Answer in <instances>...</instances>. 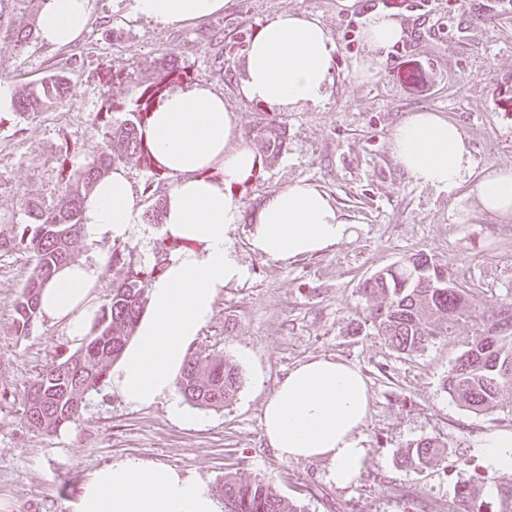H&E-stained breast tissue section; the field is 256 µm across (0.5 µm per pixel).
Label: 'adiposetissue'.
<instances>
[{"label": "adipose tissue", "instance_id": "1", "mask_svg": "<svg viewBox=\"0 0 512 512\" xmlns=\"http://www.w3.org/2000/svg\"><path fill=\"white\" fill-rule=\"evenodd\" d=\"M226 2L126 0V6L133 17L171 26L222 13ZM90 23L91 0H43L37 35L63 48L81 38ZM336 51L317 17L277 15L245 49L239 92L246 100L276 107L319 104ZM143 136L156 163L172 178L159 222L161 235L178 247L151 282L136 333L106 379L107 393L133 409L172 401L189 348L211 319L217 299L227 285L245 277L230 236L241 214L233 188L259 165L256 153L237 139L223 94L204 81L166 91ZM390 149L416 183L450 192L461 187L472 165L460 129L435 112L408 115L395 128ZM214 167L221 178L205 177V170ZM473 192L482 211L512 217V168L489 171ZM139 214V197L125 169L113 167L83 203L84 237L91 244L148 239L138 225ZM254 224L252 250L275 260L318 253L351 235L350 222L329 196L304 178L267 198ZM99 274L94 262H72L55 273L40 295L41 317L63 324L77 346L98 313L93 288ZM370 408L360 369L319 357L291 369L278 384L264 405L261 427L281 460L326 461L328 480L346 487L364 465L361 431ZM170 412L182 424L193 422L173 401ZM77 512H222V505L199 476L128 457L100 467L83 482Z\"/></svg>", "mask_w": 512, "mask_h": 512}]
</instances>
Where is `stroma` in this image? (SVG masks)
Listing matches in <instances>:
<instances>
[{"instance_id": "35a3bbf8", "label": "stroma", "mask_w": 512, "mask_h": 512, "mask_svg": "<svg viewBox=\"0 0 512 512\" xmlns=\"http://www.w3.org/2000/svg\"><path fill=\"white\" fill-rule=\"evenodd\" d=\"M91 2L90 29L69 47L51 49L36 40L21 53L0 34V80L18 89L63 62L75 88L24 118L10 108L0 111V232L26 223V200L54 205L62 199L61 169H82L103 140L97 114L105 100L118 105L120 120L133 106L137 82L106 86L99 70H138L157 55L185 64L197 80L223 92L237 135L260 156L252 177L236 189L242 215L230 231L247 276L225 288L190 347L228 359L242 383L230 405L196 410L192 426L177 423L167 402L132 410L100 390L76 421L56 432L28 428L26 391L74 347L65 329L42 319L27 335L17 334L14 302L32 261L23 252H0V512H77L81 484L125 457L190 472L213 486L228 475L242 483L265 478L305 512H463L458 479L489 472L477 451L480 439L512 429V390L495 412L477 415L444 387L468 337L512 302V217L481 211L471 193L484 172L512 166V104L501 98L512 88V9L503 0H228L223 14L208 21L164 27L132 18L112 0ZM289 12L312 13L329 31L337 44L334 81L321 103L277 110L242 98L239 81L248 41L267 20ZM373 12L391 13L403 27L402 39L388 50H373L363 40ZM218 30L223 41L211 40ZM86 49L93 58L79 61ZM218 56L224 59L220 73L213 67ZM366 57L378 74L362 81L353 67ZM413 112L438 113L463 132L473 166L457 191L415 183L393 158L391 135ZM272 120L286 126L273 160L252 137ZM65 144L71 152L63 164ZM299 178L329 195L351 222V237L293 261L252 252L255 213L270 194ZM462 207L467 222L453 223ZM421 252L447 260L469 319L465 333L437 336L427 351L408 356L378 336L372 303L359 284ZM111 253V244L82 241L73 255L77 261L102 258L101 304L126 273L112 264ZM315 357L356 364L370 389L365 464L345 488L328 481L325 461L279 459L260 426L278 383ZM424 438L444 442L437 461L419 469L401 466L399 454Z\"/></svg>"}]
</instances>
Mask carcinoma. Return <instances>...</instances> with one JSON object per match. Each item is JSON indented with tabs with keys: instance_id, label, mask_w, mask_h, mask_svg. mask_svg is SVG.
Returning a JSON list of instances; mask_svg holds the SVG:
<instances>
[{
	"instance_id": "cac0c4a2",
	"label": "carcinoma",
	"mask_w": 512,
	"mask_h": 512,
	"mask_svg": "<svg viewBox=\"0 0 512 512\" xmlns=\"http://www.w3.org/2000/svg\"><path fill=\"white\" fill-rule=\"evenodd\" d=\"M27 0H0V30H5L19 51L35 38L36 28L24 13ZM152 76L139 82L140 95L133 109L121 121L114 119L115 107L108 102L97 119L104 139L92 162L83 170L68 174L60 203L45 206L26 202L30 223L15 224L10 234H0V252L18 247L33 258L30 274L14 303L16 332L26 335L39 317V296L55 270L73 258L81 237L82 205L97 181L117 163L135 162L153 168L142 128L154 102L168 86L192 74L164 55L151 58ZM71 86L57 67L18 97L21 115L37 112L70 94ZM285 128L283 123L259 126V139L268 157L278 156ZM128 248L112 246V263L127 268L124 279L112 287V297L102 306L82 346L52 363L28 389L23 421L31 429L52 433L75 421L87 407L90 395L106 381L108 368L132 338L137 320L147 301L150 282L164 269L161 261L150 267L134 268L126 262ZM361 289L373 302L372 323L384 341L401 354L425 351L433 338L450 329L465 326L466 302L461 290L448 279V262L424 253L405 258L395 267L383 269L366 279ZM512 318V305L500 310L489 326L471 337L469 346L448 370L445 387L452 399L476 414L493 412L503 391L512 388V330H500V318ZM238 368L223 358L190 356L178 381L184 400L197 408L222 409L240 388ZM442 445L435 438L409 444L400 456L405 466H428L440 455ZM493 482L496 490L494 512H512V479L492 477L475 481L463 476L456 495L470 504L484 503V486ZM224 499V512H301L282 497L273 483L260 479L250 484L226 476L216 488Z\"/></svg>"
}]
</instances>
